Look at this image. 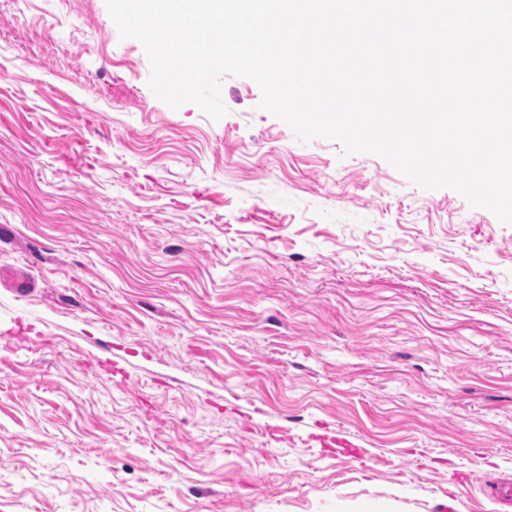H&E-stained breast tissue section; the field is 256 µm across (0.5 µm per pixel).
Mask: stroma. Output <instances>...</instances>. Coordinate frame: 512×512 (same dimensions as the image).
<instances>
[{"label":"stroma","mask_w":512,"mask_h":512,"mask_svg":"<svg viewBox=\"0 0 512 512\" xmlns=\"http://www.w3.org/2000/svg\"><path fill=\"white\" fill-rule=\"evenodd\" d=\"M150 75L0 0V512H512V225Z\"/></svg>","instance_id":"obj_1"}]
</instances>
